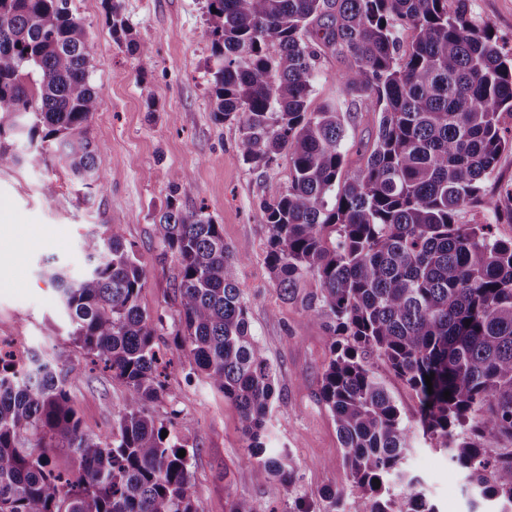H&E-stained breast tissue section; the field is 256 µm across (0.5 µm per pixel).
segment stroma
<instances>
[{"label":"stroma","instance_id":"obj_1","mask_svg":"<svg viewBox=\"0 0 512 512\" xmlns=\"http://www.w3.org/2000/svg\"><path fill=\"white\" fill-rule=\"evenodd\" d=\"M121 5L138 38L151 45L150 57L130 55L113 42L101 0H72L93 46L91 79L101 98L93 128L107 135L102 189H85L39 160L0 167V251L11 256L0 271V337L21 336L29 350L56 353L59 365L71 371L67 387L82 430L91 436L109 432L124 410L125 388L72 344L40 270L52 259L81 274L85 238L105 225H123L147 275L140 305L151 317L163 318L158 343L173 360L167 394L150 410L171 422L190 452L198 512H227L234 498L252 503L257 512H292L301 497L315 512H327L322 494L340 486L349 512H365L367 497L347 484L336 426L317 400L328 357L326 333L301 302L283 300L264 265L268 228L260 203L287 185L288 161L280 159L264 173L249 170L237 155L238 125L215 122L206 0H121ZM466 5L469 20L491 27L512 52V0H466ZM48 179L56 185L50 197L41 190ZM171 192L186 210L205 208L222 224L225 243L244 258L234 277L282 388L269 445L292 459L293 486L256 481L244 462L237 408L172 343L177 264L163 255L153 226ZM405 466L421 478L439 512H468L463 476L430 442L415 437Z\"/></svg>","mask_w":512,"mask_h":512}]
</instances>
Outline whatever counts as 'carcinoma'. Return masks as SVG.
<instances>
[{
	"label": "carcinoma",
	"instance_id": "1",
	"mask_svg": "<svg viewBox=\"0 0 512 512\" xmlns=\"http://www.w3.org/2000/svg\"><path fill=\"white\" fill-rule=\"evenodd\" d=\"M102 6L112 40L150 56L120 0ZM206 23L215 121L239 125L252 170L288 157L287 185L260 204L264 264L290 299L318 284L302 298L327 334L318 399L366 512H438L405 467L413 427L379 361L415 392L417 425L464 476L470 512H512V448L488 447L512 442V239L495 232L512 224V182L499 186L491 223L459 222L512 150V53L471 23L465 0H207ZM329 56L342 62L337 94L313 109ZM90 60L70 0H0V167L24 162L14 148L24 140L82 187L102 186ZM363 109L378 126L350 169L349 124ZM174 193L154 221L177 262L173 343L237 407L255 478L290 487L291 459L267 448L280 390L233 277L243 257ZM83 249L84 274L48 265L43 275L72 343L125 386L124 412L111 433L85 434L69 371L35 353L19 370L0 347V512H197L190 455L178 457V437L161 438L166 425L149 412L171 360L156 342L162 318L139 303L135 245L107 224ZM50 448L72 449L73 475ZM323 497L328 512H347L344 489Z\"/></svg>",
	"mask_w": 512,
	"mask_h": 512
}]
</instances>
